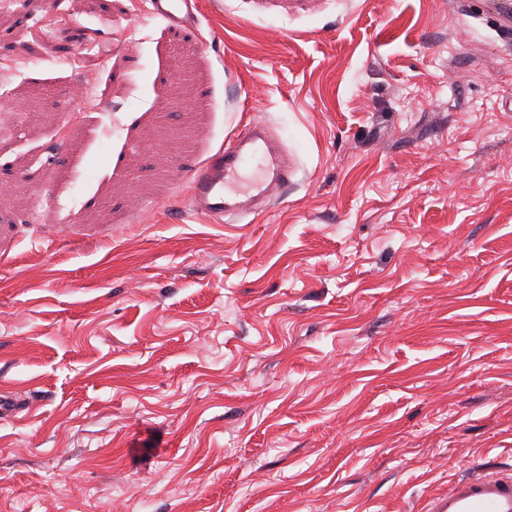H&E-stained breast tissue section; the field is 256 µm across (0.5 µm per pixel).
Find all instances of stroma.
Masks as SVG:
<instances>
[{
    "label": "stroma",
    "mask_w": 512,
    "mask_h": 512,
    "mask_svg": "<svg viewBox=\"0 0 512 512\" xmlns=\"http://www.w3.org/2000/svg\"><path fill=\"white\" fill-rule=\"evenodd\" d=\"M0 0V512H419L512 473V33L487 0ZM296 172L187 212L249 122ZM152 15L168 28L195 31L198 16L194 0H149Z\"/></svg>",
    "instance_id": "35a3bbf8"
}]
</instances>
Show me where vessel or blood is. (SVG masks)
<instances>
[{"label": "vessel or blood", "mask_w": 512, "mask_h": 512, "mask_svg": "<svg viewBox=\"0 0 512 512\" xmlns=\"http://www.w3.org/2000/svg\"><path fill=\"white\" fill-rule=\"evenodd\" d=\"M167 27L195 31V0H149ZM186 203L194 214L217 219L266 212L287 190L294 170L269 135L268 124L249 123L215 154L191 167ZM422 512H512V475H472L447 495L427 500Z\"/></svg>", "instance_id": "b4317fda"}]
</instances>
